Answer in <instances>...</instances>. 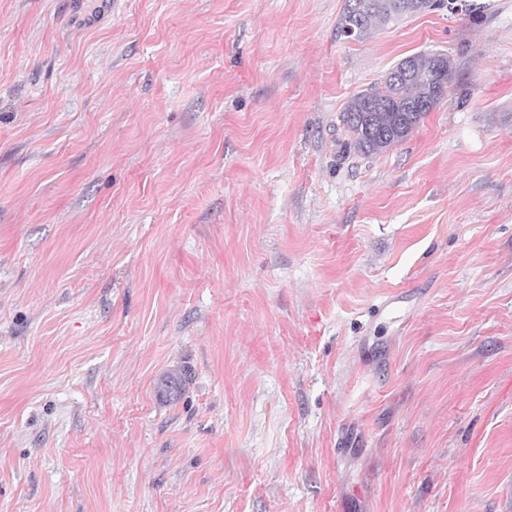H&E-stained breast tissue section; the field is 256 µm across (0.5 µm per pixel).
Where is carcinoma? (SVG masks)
<instances>
[{
	"label": "carcinoma",
	"instance_id": "obj_1",
	"mask_svg": "<svg viewBox=\"0 0 512 512\" xmlns=\"http://www.w3.org/2000/svg\"><path fill=\"white\" fill-rule=\"evenodd\" d=\"M434 7L431 0H345L338 34L360 41L409 16ZM452 66L442 53H417L399 61L380 85L354 94L340 121L356 151L380 154L408 139L452 82ZM183 376L172 374L163 385L164 397L181 396Z\"/></svg>",
	"mask_w": 512,
	"mask_h": 512
}]
</instances>
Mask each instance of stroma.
Wrapping results in <instances>:
<instances>
[{
	"instance_id": "35a3bbf8",
	"label": "stroma",
	"mask_w": 512,
	"mask_h": 512,
	"mask_svg": "<svg viewBox=\"0 0 512 512\" xmlns=\"http://www.w3.org/2000/svg\"><path fill=\"white\" fill-rule=\"evenodd\" d=\"M477 2L355 42L345 0H0V512H512V0ZM418 52L447 94L356 152ZM452 77L446 54L417 53L399 61L378 87L354 94L340 113L354 149L380 154L408 139L444 97Z\"/></svg>"
}]
</instances>
